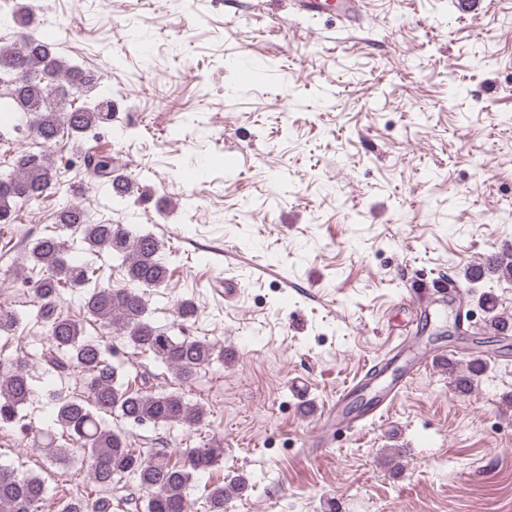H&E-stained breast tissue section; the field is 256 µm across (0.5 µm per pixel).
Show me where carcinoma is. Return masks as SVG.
<instances>
[{
    "instance_id": "obj_1",
    "label": "carcinoma",
    "mask_w": 512,
    "mask_h": 512,
    "mask_svg": "<svg viewBox=\"0 0 512 512\" xmlns=\"http://www.w3.org/2000/svg\"><path fill=\"white\" fill-rule=\"evenodd\" d=\"M12 20L20 31L12 45L0 50V85L10 87V99L17 105L16 121L40 149L17 151L13 171L0 174V224L16 223L24 206L59 193L60 168L49 149L62 139L79 152L87 184L106 187L114 200L128 199L137 183L125 172V165L110 153L83 145L89 130L112 120V99H83L99 76L56 55L51 41L28 31V14H14ZM60 91L76 96L82 104L52 102L51 97ZM71 238L91 252L122 258L127 284L119 288L98 285L96 270L68 259ZM162 247L152 234L95 221L75 200L60 208L54 230L25 248L22 269L27 271L25 284L41 302L40 318L48 329L45 365L60 374L78 373L83 391L76 396H52L58 431L42 432L24 414L35 394L26 362L19 357L0 358V428L31 436V447L52 461H62L74 450L82 452L97 485L110 486L117 476L132 477L147 493L145 512H187L194 475L217 464L219 445L207 442L178 453L160 451L146 456L131 447L125 431L105 426L102 415H114L131 425L193 428L206 421V409L190 404L178 391H150L145 377L130 382L108 358L112 345L84 335L82 322L57 312L67 291L84 290L86 317L113 337L152 354L181 383H189L215 357L224 356V350L206 339L171 335L150 321L145 291L169 279V269L160 258ZM491 274L512 279V251L489 256L479 272L471 269L466 277L475 283ZM18 327L17 313L0 305V335L10 336ZM486 369L482 358H471L468 375L456 379L458 390L476 386ZM45 495L40 476H22L0 464V512H42ZM225 496L220 483L207 490L206 512H224ZM57 512H112V500L66 498L58 503Z\"/></svg>"
}]
</instances>
